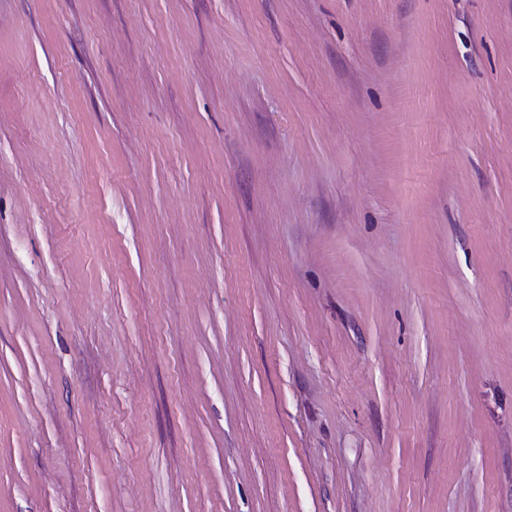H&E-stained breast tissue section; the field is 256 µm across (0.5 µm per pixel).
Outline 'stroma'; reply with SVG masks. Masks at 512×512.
I'll list each match as a JSON object with an SVG mask.
<instances>
[{"label":"stroma","instance_id":"1","mask_svg":"<svg viewBox=\"0 0 512 512\" xmlns=\"http://www.w3.org/2000/svg\"><path fill=\"white\" fill-rule=\"evenodd\" d=\"M0 512H512V0H0Z\"/></svg>","mask_w":512,"mask_h":512}]
</instances>
